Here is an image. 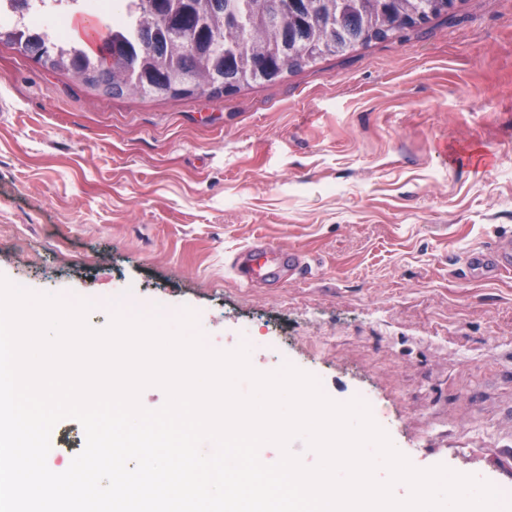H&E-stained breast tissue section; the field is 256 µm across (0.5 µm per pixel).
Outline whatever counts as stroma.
Returning a JSON list of instances; mask_svg holds the SVG:
<instances>
[{"mask_svg": "<svg viewBox=\"0 0 512 512\" xmlns=\"http://www.w3.org/2000/svg\"><path fill=\"white\" fill-rule=\"evenodd\" d=\"M257 237L306 273L239 281ZM509 239L512 0L220 96H99L0 44L1 276L96 330L191 309L209 349L367 394L414 467L512 488V272L464 276Z\"/></svg>", "mask_w": 512, "mask_h": 512, "instance_id": "35a3bbf8", "label": "stroma"}]
</instances>
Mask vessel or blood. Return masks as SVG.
Listing matches in <instances>:
<instances>
[{
	"label": "vessel or blood",
	"mask_w": 512,
	"mask_h": 512,
	"mask_svg": "<svg viewBox=\"0 0 512 512\" xmlns=\"http://www.w3.org/2000/svg\"><path fill=\"white\" fill-rule=\"evenodd\" d=\"M306 263L302 254L283 249L273 242L258 238L237 256L235 272L241 282L255 285L280 281L304 271ZM471 275L494 279L512 269V242L499 245L494 250H477L467 261Z\"/></svg>",
	"instance_id": "b4317fda"
}]
</instances>
